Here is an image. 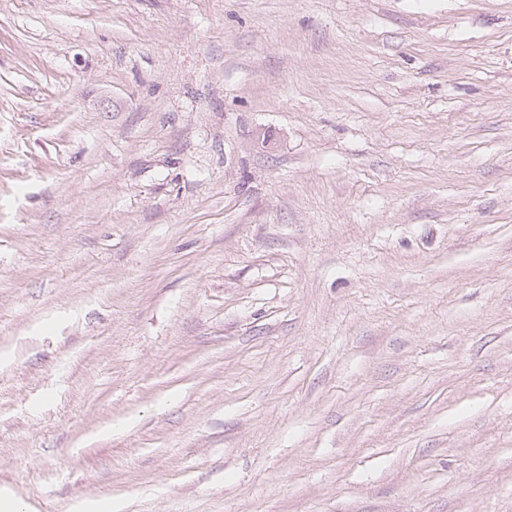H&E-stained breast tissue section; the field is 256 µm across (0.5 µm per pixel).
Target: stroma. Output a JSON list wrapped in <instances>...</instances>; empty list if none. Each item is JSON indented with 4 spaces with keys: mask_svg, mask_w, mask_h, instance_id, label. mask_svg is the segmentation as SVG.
<instances>
[{
    "mask_svg": "<svg viewBox=\"0 0 512 512\" xmlns=\"http://www.w3.org/2000/svg\"><path fill=\"white\" fill-rule=\"evenodd\" d=\"M1 497L512 512V0H0Z\"/></svg>",
    "mask_w": 512,
    "mask_h": 512,
    "instance_id": "1",
    "label": "stroma"
}]
</instances>
